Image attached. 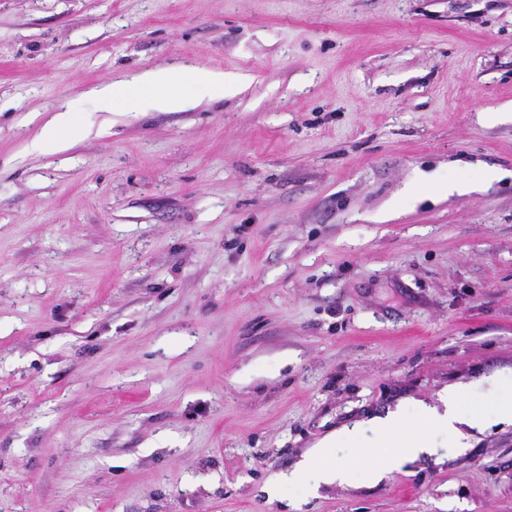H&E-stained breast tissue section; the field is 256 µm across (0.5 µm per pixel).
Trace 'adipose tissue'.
Listing matches in <instances>:
<instances>
[{
    "label": "adipose tissue",
    "instance_id": "obj_1",
    "mask_svg": "<svg viewBox=\"0 0 512 512\" xmlns=\"http://www.w3.org/2000/svg\"><path fill=\"white\" fill-rule=\"evenodd\" d=\"M190 93H183V86ZM225 77L220 73L192 71L177 76L165 68L144 71L129 78L95 88L93 94L100 111L142 107L166 111L183 108L189 96L218 98L223 96ZM497 171L480 169L477 176L445 182L433 174H422L407 191L414 197L425 191L438 195L463 194L477 186L497 179ZM473 391L469 382L448 385L435 402L415 401V416L403 409L372 417L335 429L322 437L298 465L278 478L279 484H298L310 490L337 484L350 486L358 472H366L370 482L381 481L388 472L404 466L419 455L429 453L437 435L450 439L453 447L468 445V431L484 432L494 424L512 421V375L487 379V406L480 410L468 407ZM363 445L365 455L361 464L339 463L334 458L338 445Z\"/></svg>",
    "mask_w": 512,
    "mask_h": 512
}]
</instances>
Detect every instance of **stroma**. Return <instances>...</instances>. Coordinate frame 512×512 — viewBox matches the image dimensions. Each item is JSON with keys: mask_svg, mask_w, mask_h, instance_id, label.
<instances>
[{"mask_svg": "<svg viewBox=\"0 0 512 512\" xmlns=\"http://www.w3.org/2000/svg\"><path fill=\"white\" fill-rule=\"evenodd\" d=\"M160 67L239 86L89 95ZM492 110L512 0H0V512H512L511 423L267 494L334 429L512 373ZM477 167L502 176L405 196ZM185 84L190 86L194 96L201 98L224 97L225 85L227 87L223 73L192 71L180 78L166 68H157L94 88L91 94L102 112L142 107L176 111L188 101L181 90ZM74 110L71 106L65 105L51 118L45 127L44 135L33 142L35 150H42L46 145L53 144L59 138L64 137L71 130L76 122ZM498 173L494 169L481 168L475 178L466 176L454 182L440 180L435 174L423 173L414 186L407 190L409 197H414L425 191H432L438 195L463 194L473 191L477 186L497 179Z\"/></svg>", "mask_w": 512, "mask_h": 512, "instance_id": "obj_1", "label": "stroma"}]
</instances>
